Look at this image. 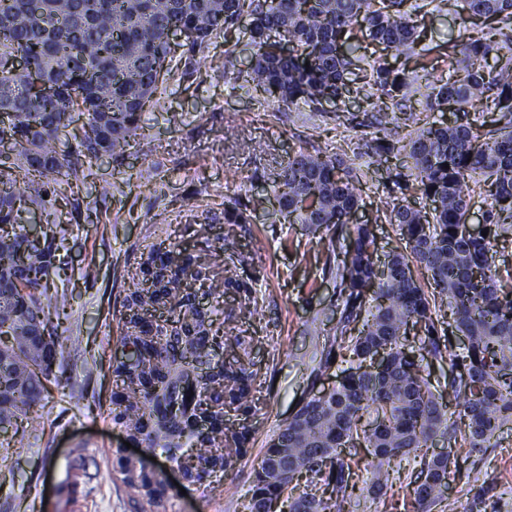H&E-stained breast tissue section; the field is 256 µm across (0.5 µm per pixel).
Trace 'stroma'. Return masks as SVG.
<instances>
[{
  "label": "stroma",
  "instance_id": "obj_1",
  "mask_svg": "<svg viewBox=\"0 0 512 512\" xmlns=\"http://www.w3.org/2000/svg\"><path fill=\"white\" fill-rule=\"evenodd\" d=\"M462 5L440 0L425 17L428 36L439 46L427 57L435 76L448 72V53L440 48L446 35L471 26ZM228 49L239 61L250 57L249 46L234 34L198 53L178 46L173 78L147 114L142 135L122 162L105 157L94 167L97 178L111 181V194L100 196L88 183L55 203L69 228L66 270L54 281L55 290L71 298L58 318L62 353L36 423H19L4 437L10 453L0 457V512H141L138 497L113 479L112 462L101 451L125 441L110 404L117 385L112 365L120 358L119 308L139 272L142 249L155 241V226L166 228L176 252L203 278L245 283V290L225 289L205 307L225 336L214 358L259 375L250 409L229 412L251 432L247 455L227 472L186 485L173 512H248L270 440L313 393L336 382L335 372L318 370L325 338L340 318L326 244L305 225L280 223L266 174L302 147L336 153L359 178L365 203L359 215L376 226L381 260L395 247L398 231L379 206L391 175L409 161L401 154L374 161L364 147L369 128L338 124L332 118L337 104L280 112L245 92L234 74L208 66ZM231 127L236 137L225 138ZM242 139L257 153L242 151ZM228 202L246 209L249 223L225 224ZM215 249L224 254L223 267L205 263ZM240 336L246 345L237 344ZM76 448L81 458H74ZM449 451L456 473L448 494L461 512H512V424L499 431L497 447L479 453L449 449L442 438L429 449L433 455ZM422 466L414 456L403 460L377 500L358 483L346 512H410Z\"/></svg>",
  "mask_w": 512,
  "mask_h": 512
}]
</instances>
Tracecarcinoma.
Wrapping results in <instances>:
<instances>
[{
    "instance_id": "cac0c4a2",
    "label": "carcinoma",
    "mask_w": 512,
    "mask_h": 512,
    "mask_svg": "<svg viewBox=\"0 0 512 512\" xmlns=\"http://www.w3.org/2000/svg\"><path fill=\"white\" fill-rule=\"evenodd\" d=\"M433 2L0 0V51L21 54L51 87L46 93L22 75L0 72V110L13 113L16 145L9 170L22 180L19 188L14 179L0 183V425L30 419L62 352L48 304L53 278L66 266V229L47 210L58 186L83 181L102 157H124L170 77L171 29L194 32L193 51L238 29L251 55L236 79L279 109H315L353 92L376 91L381 103L374 104V137L365 147L378 157L404 153L409 173H396L392 183L428 202L420 208L405 196L385 202L399 245L381 272L373 225L353 222L364 206L355 175L336 154L299 150L274 175L283 221L328 236L341 317L319 369L345 367L328 395H311L266 448L250 512H271L284 501L289 512H344L358 472L371 474L376 499L390 480L391 463L438 437L471 453L495 447L497 432L512 423V292L499 288L494 261L498 241L512 235V0H464L473 16L505 27L444 41L462 76L454 69L434 81L425 66L409 72L381 57L365 68L353 43L358 28L388 53L426 55L424 18ZM422 87L428 114L401 138L397 113ZM476 102L495 114L483 130L468 118ZM448 109L459 113L452 122L430 116ZM473 185L490 200L486 236L468 230ZM32 207L45 213L38 247L27 245L22 222V212ZM345 224L352 230L339 250L336 227ZM163 245L141 253V278L122 301L128 360L114 368L120 381L112 396L114 420L198 478L233 468L245 453L224 447L243 437L224 431V401L248 408L256 373L211 366L218 330L194 321L199 312L175 269L177 254ZM158 310L173 324L195 323L203 335H150L142 315ZM447 326L459 337L456 349L447 344ZM411 327L427 354L448 363L439 388L422 361L405 351ZM380 350L386 364L375 371L371 360ZM207 380L220 394L205 403L197 388ZM445 393L461 407L464 426L448 417ZM200 415L214 420L206 434L191 427ZM190 443L196 452L186 455ZM357 447L371 457L363 466L343 455ZM100 453L112 459L113 477L141 499L143 512H171L177 492L153 461L118 448ZM451 464L449 453L428 460L413 490L415 512H457L456 500L446 495ZM320 482L332 486L329 494L308 490Z\"/></svg>"
}]
</instances>
